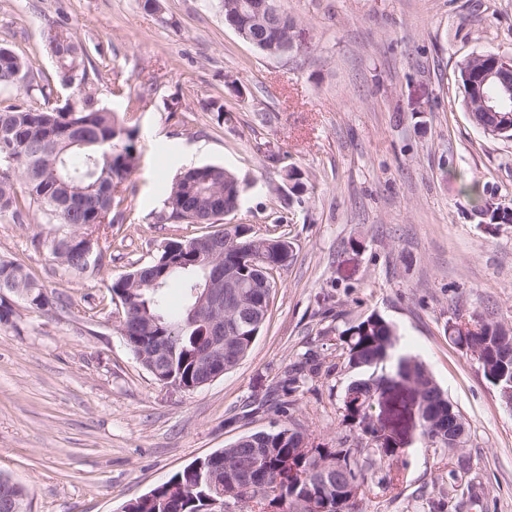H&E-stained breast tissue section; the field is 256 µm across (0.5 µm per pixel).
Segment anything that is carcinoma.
<instances>
[{"label": "carcinoma", "mask_w": 512, "mask_h": 512, "mask_svg": "<svg viewBox=\"0 0 512 512\" xmlns=\"http://www.w3.org/2000/svg\"><path fill=\"white\" fill-rule=\"evenodd\" d=\"M240 26L251 35V45L272 47L290 43L288 52L307 49L301 40L302 22L281 10L280 0H269L273 18L266 26H258L245 8L249 0H224ZM45 49L55 60L51 76H37L29 57L7 47H0V83H16L15 75L24 79L21 87L37 89L41 98L19 102H0V216L9 215L21 224L30 220L50 224L55 234L50 242L52 260L71 275L82 278L104 265L106 253L97 251L96 265L86 266L83 254L87 237L99 243L102 237H113L117 245L125 238L112 233L115 224L125 221L122 185L138 164L139 148L134 133L115 119L114 113L97 105L95 79L101 76L92 65L86 46L67 28L50 30ZM495 62L493 53L462 60L457 78L464 93L476 74ZM78 75L71 86L72 75ZM73 87L74 103L49 104L55 85ZM288 203L302 204L310 180L292 166L288 170ZM246 185L233 172L217 165L190 168L171 183L164 209L154 216L157 224H195L197 216L209 207L235 211L239 208ZM80 197L78 208L59 209L57 201ZM474 215L481 224L512 222V215L493 208L490 200H480ZM222 230L193 234L167 241L158 255L145 267L154 270L159 287L148 285L147 278L130 282V275L112 282L109 291L118 299L123 313H133L126 331V345L136 352V345L165 339L170 356L156 365L153 377L176 389L196 382L201 351L209 332L192 315L193 308L207 287L206 271L196 263L197 245L213 235L224 243L204 255L209 262L230 261L245 272L247 278L267 285L269 293L277 287L275 274L286 266L292 253L265 247L264 241L282 235L239 236ZM170 288L183 290L184 305L177 314L159 304V298ZM22 299L37 311L52 305L44 284L23 263L0 259V323L9 321L14 310L11 298ZM224 321L234 325L231 335L224 337L247 355L255 334L263 326H251L240 320L237 307L224 308ZM449 339L470 352L473 359L492 358L487 379L502 391L512 378V348L501 345L503 325L492 320L457 314L451 322ZM395 325L372 313L338 332L334 349L336 363L357 371L342 396L339 412L348 434L327 448L307 433L291 413L295 394L321 373L325 360L304 354L301 361L287 372L277 385L274 415L275 429L256 431L247 437L267 434L265 451L257 459V471L265 481L254 484L244 466L250 463L234 448L216 451L224 462V505L258 509V512H360L359 505L366 490L375 485L393 491L404 483L408 462L385 430L369 420L370 410L380 407V397L390 391L397 379L409 380L420 387L424 417L419 422L426 448L442 460L461 459L462 454L448 450L439 436L448 435V411L464 420L457 408L451 407L446 392L438 385L427 365L413 356L394 358ZM391 370H386V366ZM341 467L343 481L358 490L355 500L336 492V467ZM207 459L198 458L168 481L146 494L129 500L123 512H211ZM12 497L28 502L27 489L20 483L0 482V499Z\"/></svg>", "instance_id": "1"}]
</instances>
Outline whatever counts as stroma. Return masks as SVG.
Segmentation results:
<instances>
[{
	"instance_id": "1",
	"label": "stroma",
	"mask_w": 512,
	"mask_h": 512,
	"mask_svg": "<svg viewBox=\"0 0 512 512\" xmlns=\"http://www.w3.org/2000/svg\"><path fill=\"white\" fill-rule=\"evenodd\" d=\"M311 40L273 58L225 26L216 0H164L162 17L139 0H0V46L52 74L44 47L66 25L101 66L97 103L133 130L140 149L125 183L126 237L98 272L77 279L49 254L51 226L0 218V257L21 260L60 303L47 311L14 299L0 324V473L30 491L31 512H122L192 461L269 428L264 407L288 367L327 355L336 330L376 312L397 329L400 353L421 358L469 423L472 499L460 512H512V411L466 350L448 338L456 313L512 328V224L485 225L463 183L512 199V141L468 118L456 67L492 51L512 59V0H281ZM235 86H225V78ZM149 85L127 112L113 83ZM223 97V129L207 112ZM187 109L170 112L173 99ZM309 174L301 206L277 194L286 165ZM219 165L247 184L224 230L275 228L293 257L279 270L270 318L248 355L211 384H159L117 332L109 287L151 261L167 240L204 225L157 224L182 168ZM353 374L323 373L296 396L295 415L332 448L337 408ZM407 480L373 490L363 512H440L447 468L409 421Z\"/></svg>"
}]
</instances>
